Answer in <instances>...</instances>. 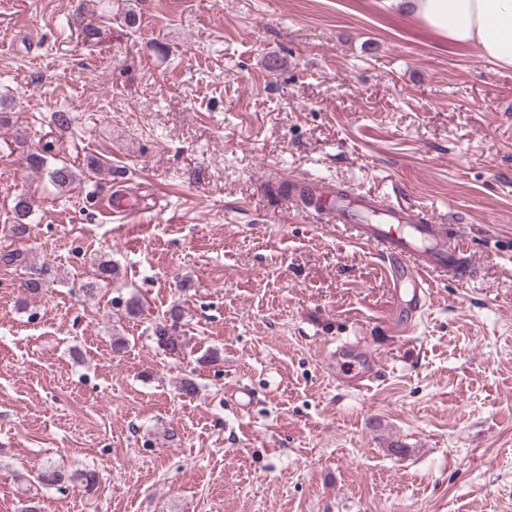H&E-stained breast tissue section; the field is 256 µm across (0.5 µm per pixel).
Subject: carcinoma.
<instances>
[{
    "mask_svg": "<svg viewBox=\"0 0 512 512\" xmlns=\"http://www.w3.org/2000/svg\"><path fill=\"white\" fill-rule=\"evenodd\" d=\"M50 147L45 146L42 151L29 152L26 161L30 168L40 172L47 183L56 190L68 189L80 181L77 172L67 163L48 164L47 153ZM13 218L9 224V237L11 243L0 244V266L6 268L24 267L28 270V278L25 280V291L33 296L44 292L49 286L47 280L48 269L31 262L30 251L18 246L20 242H26L31 237V220L33 214V201L30 196L20 193L15 198L12 208ZM183 317V311L179 307H173L167 311L163 321L157 323L153 330L154 340L157 346L165 353L178 356L183 353L184 346L180 337L176 336L178 325ZM33 478L44 486H61L66 482L83 483L91 487L96 483V475L90 471H76L66 474L50 465L36 470Z\"/></svg>",
    "mask_w": 512,
    "mask_h": 512,
    "instance_id": "1",
    "label": "carcinoma"
}]
</instances>
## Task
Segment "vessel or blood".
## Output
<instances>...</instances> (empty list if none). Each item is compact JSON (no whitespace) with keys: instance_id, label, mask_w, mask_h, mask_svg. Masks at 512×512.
<instances>
[{"instance_id":"vessel-or-blood-1","label":"vessel or blood","mask_w":512,"mask_h":512,"mask_svg":"<svg viewBox=\"0 0 512 512\" xmlns=\"http://www.w3.org/2000/svg\"><path fill=\"white\" fill-rule=\"evenodd\" d=\"M304 194L321 198L316 211L350 231L354 241L373 247L385 263L391 282L392 321L409 330L432 296L434 279L468 281L473 276L471 246L461 232L425 221L422 213L376 197L353 193L348 186L303 178ZM338 382L357 389L377 379L381 362L363 341H340L332 353Z\"/></svg>"}]
</instances>
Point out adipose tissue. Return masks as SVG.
Returning a JSON list of instances; mask_svg holds the SVG:
<instances>
[{
    "label": "adipose tissue",
    "mask_w": 512,
    "mask_h": 512,
    "mask_svg": "<svg viewBox=\"0 0 512 512\" xmlns=\"http://www.w3.org/2000/svg\"><path fill=\"white\" fill-rule=\"evenodd\" d=\"M410 14L462 49L512 68V0H380Z\"/></svg>",
    "instance_id": "ef3b65f1"
}]
</instances>
